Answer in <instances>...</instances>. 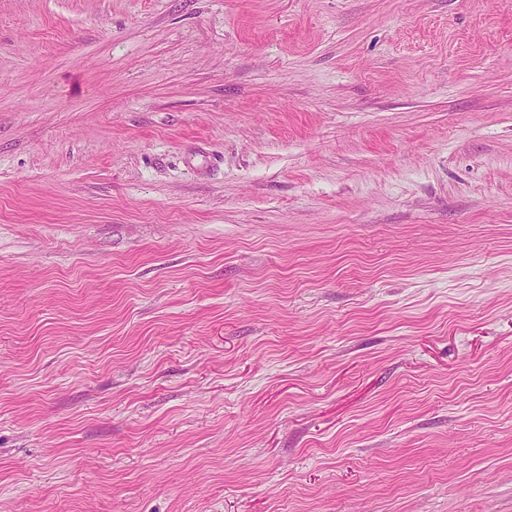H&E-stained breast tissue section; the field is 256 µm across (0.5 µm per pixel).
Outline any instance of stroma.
<instances>
[{
  "label": "stroma",
  "instance_id": "35a3bbf8",
  "mask_svg": "<svg viewBox=\"0 0 512 512\" xmlns=\"http://www.w3.org/2000/svg\"><path fill=\"white\" fill-rule=\"evenodd\" d=\"M0 512H512V0H0Z\"/></svg>",
  "mask_w": 512,
  "mask_h": 512
}]
</instances>
